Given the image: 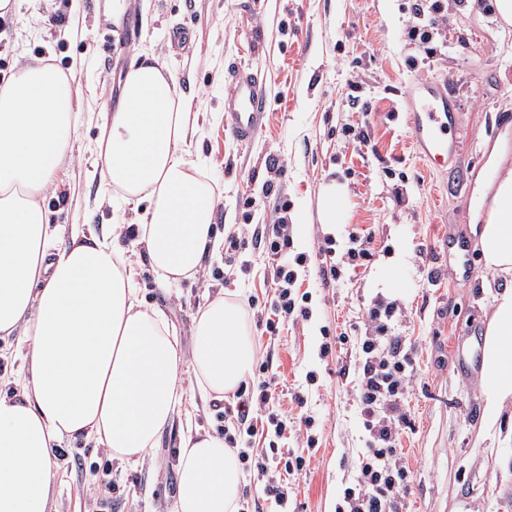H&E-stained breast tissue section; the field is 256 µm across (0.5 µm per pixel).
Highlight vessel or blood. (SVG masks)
<instances>
[{
    "instance_id": "vessel-or-blood-1",
    "label": "vessel or blood",
    "mask_w": 512,
    "mask_h": 512,
    "mask_svg": "<svg viewBox=\"0 0 512 512\" xmlns=\"http://www.w3.org/2000/svg\"><path fill=\"white\" fill-rule=\"evenodd\" d=\"M421 96V109L412 117L416 143L429 164L447 167L457 147L451 136L453 105L447 90L438 83L428 85ZM267 111L268 99L258 73L250 68L235 67L224 98V116L230 134L238 141H251L262 129Z\"/></svg>"
}]
</instances>
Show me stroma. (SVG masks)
<instances>
[{"instance_id": "stroma-1", "label": "stroma", "mask_w": 512, "mask_h": 512, "mask_svg": "<svg viewBox=\"0 0 512 512\" xmlns=\"http://www.w3.org/2000/svg\"><path fill=\"white\" fill-rule=\"evenodd\" d=\"M479 10L453 6L434 32L436 57H427L408 32L419 25L413 0H19L0 17V85L17 66L46 59L71 74L83 91L71 157L49 191L51 221L62 234L77 224H127L134 204L106 190L94 169L95 142L107 113L120 104V82L138 50L155 52L196 106L199 141L192 152L207 163L219 197V252L205 257L203 278L160 286L148 263L136 282L144 304L162 310L183 347H190L198 307L224 292L245 306L255 362L248 383L267 381L276 410L288 419L281 448L309 451L288 512H336L357 477L366 433L350 391L357 382L364 318L371 302L396 303L394 332L411 345L416 383L408 396L412 427L397 455L411 470L403 512H512V479L498 460L512 458V410L485 427L481 349L494 289L471 227L484 223L498 184L496 161L512 164V24L495 0ZM258 69L268 116L248 144L224 126L230 68ZM445 83L456 112L459 147L448 168H432L415 154L411 114L425 85ZM506 115L492 126L496 114ZM366 134L354 140V131ZM280 162L267 169L269 156ZM339 191L340 221L320 223L323 187ZM285 218L299 292L310 315L281 324L268 337L257 324L274 300L273 267L262 238ZM247 244L233 265L223 253L240 225ZM372 257L350 266L352 239ZM335 243L340 277L324 281L317 247ZM346 335L321 356L324 334ZM20 336L0 341V392L14 395L25 372ZM221 406L203 402L194 385L158 448L135 466L106 449L63 443L59 493L50 512H174L177 448L190 430L224 426ZM313 418L317 443L298 435Z\"/></svg>"}]
</instances>
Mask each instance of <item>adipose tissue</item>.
<instances>
[{
    "label": "adipose tissue",
    "instance_id": "ef3b65f1",
    "mask_svg": "<svg viewBox=\"0 0 512 512\" xmlns=\"http://www.w3.org/2000/svg\"><path fill=\"white\" fill-rule=\"evenodd\" d=\"M80 93L50 62L23 64L0 86V339L19 333L27 342L22 392L0 396V512H48L63 441L94 443L122 463L144 460L185 380L220 401L253 360L250 327L221 292L199 308L183 349L166 315L138 297L119 244L126 225L76 227L61 240L42 197L72 151ZM191 114L177 78L143 53L96 145L101 181L145 203L134 242L167 285L199 274L217 238L219 199L191 158ZM472 232L485 265L512 277V168L500 167L490 215ZM482 376L494 420L512 402V287L495 296ZM240 483L223 433L182 436L175 512H235Z\"/></svg>",
    "mask_w": 512,
    "mask_h": 512
}]
</instances>
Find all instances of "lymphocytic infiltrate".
<instances>
[{
  "label": "lymphocytic infiltrate",
  "instance_id": "f902f5d3",
  "mask_svg": "<svg viewBox=\"0 0 512 512\" xmlns=\"http://www.w3.org/2000/svg\"><path fill=\"white\" fill-rule=\"evenodd\" d=\"M268 256L275 264L276 299L265 319L269 336L279 333V326L299 311L293 287V265L303 264L305 255L288 259L287 224L272 225L264 237ZM393 305L377 303L366 314L362 356L358 362L359 380L354 387V401L360 410L368 440L359 458L358 477L346 488L336 512H399L410 483V471L400 464L395 441L409 424L405 398L413 378V358L401 337L392 332ZM234 428L225 430L224 442L238 449L242 461L252 463L259 475L267 476L265 493L270 501L284 507L290 496L291 478L303 474L307 459L301 454H284L278 446L288 429V421L271 409L266 383L246 392H238ZM264 438L265 448L250 454L254 438Z\"/></svg>",
  "mask_w": 512,
  "mask_h": 512
}]
</instances>
